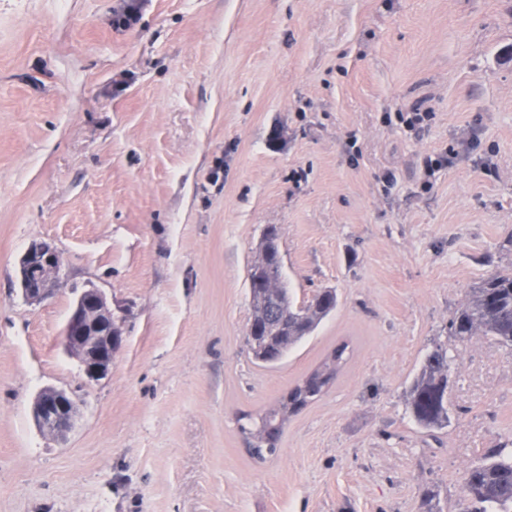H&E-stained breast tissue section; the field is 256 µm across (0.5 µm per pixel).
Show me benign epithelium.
<instances>
[{"label":"benign epithelium","instance_id":"1","mask_svg":"<svg viewBox=\"0 0 512 512\" xmlns=\"http://www.w3.org/2000/svg\"><path fill=\"white\" fill-rule=\"evenodd\" d=\"M65 269L62 253L48 241L31 243L19 257L16 280L22 298L35 304L50 296L51 286ZM66 351L75 357L89 380L104 378L123 342V325L112 314L106 298L95 288L84 291L73 303L65 327ZM76 417L73 397L64 389H41L32 405V419L45 436L61 439Z\"/></svg>","mask_w":512,"mask_h":512}]
</instances>
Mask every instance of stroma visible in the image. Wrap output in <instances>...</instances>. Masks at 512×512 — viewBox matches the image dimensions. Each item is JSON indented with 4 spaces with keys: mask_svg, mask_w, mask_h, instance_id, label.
I'll list each match as a JSON object with an SVG mask.
<instances>
[{
    "mask_svg": "<svg viewBox=\"0 0 512 512\" xmlns=\"http://www.w3.org/2000/svg\"><path fill=\"white\" fill-rule=\"evenodd\" d=\"M511 50L512 0H0V512H458L512 443V350L448 338L512 266ZM270 225L296 300L339 304L264 367L247 270ZM36 240L66 268L29 306ZM91 288L124 328L94 382L62 344ZM342 340L252 457L238 415ZM436 340L455 416L427 433L404 393ZM47 386L78 408L60 440L31 419ZM347 349L346 343L337 345L317 368L289 387L275 405L256 417L242 414L238 418V423L244 419L248 421L247 424H240L239 429L254 456L262 459L265 453L272 455L276 452L288 421L318 401L334 384L337 374L348 359V356L344 357ZM265 436L269 442H263ZM249 437L258 440L257 446L252 445Z\"/></svg>",
    "mask_w": 512,
    "mask_h": 512,
    "instance_id": "35a3bbf8",
    "label": "stroma"
}]
</instances>
